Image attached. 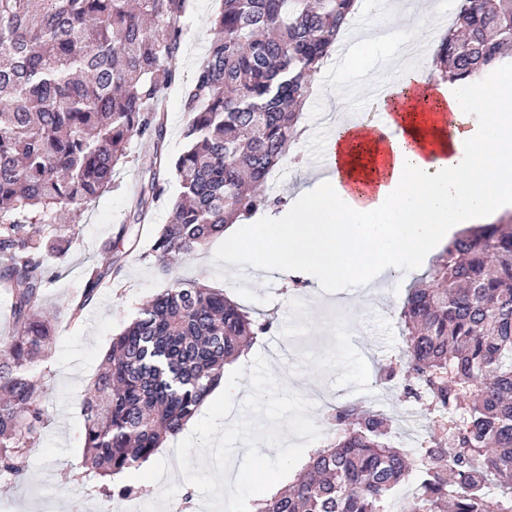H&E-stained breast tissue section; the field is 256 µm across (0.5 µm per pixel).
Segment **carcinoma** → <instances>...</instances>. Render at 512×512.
<instances>
[{
  "label": "carcinoma",
  "instance_id": "obj_1",
  "mask_svg": "<svg viewBox=\"0 0 512 512\" xmlns=\"http://www.w3.org/2000/svg\"><path fill=\"white\" fill-rule=\"evenodd\" d=\"M213 38L183 99L180 185L149 256L169 286L112 338L84 402L83 464L105 479L141 466L177 436L224 365L267 334L218 289L173 275L179 259L281 203L270 175L295 140L311 77L357 0H222ZM188 0H0V279L14 331L0 346V476L20 478L45 425L35 366L54 337L41 315L54 242L112 188L134 137L157 142L156 102L179 80ZM512 48V0H464L435 52L454 82L495 70ZM164 188L131 202L136 223ZM112 244L88 272L80 317L112 280ZM400 320L405 393L448 423V441L409 454L387 419L359 404L326 416L334 442L311 450L293 483L252 512H392L418 473L407 512H512V224L460 231L408 288Z\"/></svg>",
  "mask_w": 512,
  "mask_h": 512
}]
</instances>
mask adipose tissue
<instances>
[{"instance_id": "adipose-tissue-1", "label": "adipose tissue", "mask_w": 512, "mask_h": 512, "mask_svg": "<svg viewBox=\"0 0 512 512\" xmlns=\"http://www.w3.org/2000/svg\"><path fill=\"white\" fill-rule=\"evenodd\" d=\"M436 21L429 0H396L387 38L421 36ZM436 90L454 136L432 116L427 97L389 83L371 102L388 114L394 135L372 137L340 111L326 146L333 172L310 178L285 218L226 225L225 252L251 253L258 275L313 268L373 295L385 271L422 266L454 230L512 211V83L473 77L438 81Z\"/></svg>"}]
</instances>
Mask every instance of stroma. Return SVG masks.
<instances>
[{"label": "stroma", "mask_w": 512, "mask_h": 512, "mask_svg": "<svg viewBox=\"0 0 512 512\" xmlns=\"http://www.w3.org/2000/svg\"><path fill=\"white\" fill-rule=\"evenodd\" d=\"M220 7L221 0H191L184 49L176 61L180 80L163 91L159 102L165 124L160 145L168 158H177L184 150L188 116L182 98L212 39L211 19ZM392 51L390 45H377L365 53L360 65L350 55L335 53L313 77L314 92L301 115L307 133L290 147L297 160L284 165L277 182L268 188L269 194L283 196L285 203L258 213L256 222L287 214L286 202L294 197L300 171L311 174L322 166L331 138L322 117L335 113L334 95L345 93L362 68L384 65ZM152 153V146L141 138L130 140L127 159L113 174L111 191L82 213L69 245L51 259L53 277L43 290L41 304L56 334L51 349L37 364L47 387L43 404L48 421L27 456L29 478H0V512H125L124 500L105 496L99 479L84 474L82 405L113 336L132 321L141 302L167 286L148 253L155 231L169 220L179 185L171 170L152 166ZM154 181L165 192L149 219L134 223L130 201ZM108 243L119 258L112 284L97 292L80 319H70L66 304L80 300L86 274L101 260V250ZM229 270L236 274L230 289L224 282ZM178 272L210 287L228 289L247 310L267 314L273 322L270 332L236 365L247 367L254 356H263L278 383L310 401L309 417H316L325 399L335 405L359 403L391 418L397 447L411 451L440 437L425 407L405 397L403 378L379 379L381 369L398 360L405 348L399 302L384 299L363 306L347 301V292H360L359 283L322 284L311 271L301 273L296 285L287 277H254L249 254L226 256L220 237L183 261ZM175 445V439H167L138 470L114 480L118 486H141L144 512H164L172 502L182 503L186 512L201 508L199 490L184 481L177 466Z\"/></svg>", "instance_id": "1"}]
</instances>
